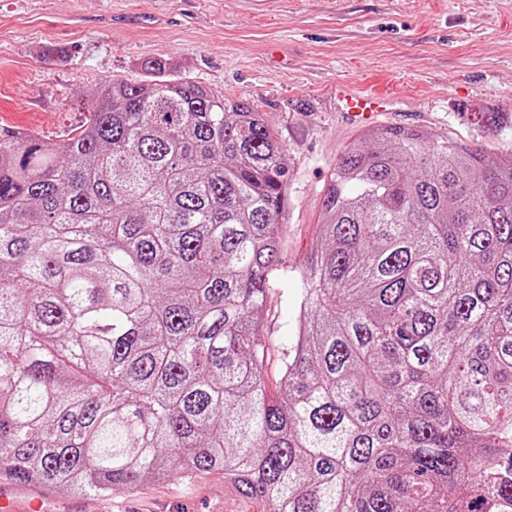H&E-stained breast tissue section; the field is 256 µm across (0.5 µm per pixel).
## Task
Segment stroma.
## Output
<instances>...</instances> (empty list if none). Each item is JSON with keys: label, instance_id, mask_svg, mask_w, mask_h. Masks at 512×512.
<instances>
[{"label": "stroma", "instance_id": "1", "mask_svg": "<svg viewBox=\"0 0 512 512\" xmlns=\"http://www.w3.org/2000/svg\"><path fill=\"white\" fill-rule=\"evenodd\" d=\"M263 112L290 170L281 264L262 325L265 382L296 336L299 273L320 237L323 189L361 127L338 109L347 84L387 105L376 126L418 129L512 153V130L470 125L467 108L512 113V0H0V130L50 143L78 125L102 82L140 81L143 60ZM71 512H263L219 472L111 495L65 496Z\"/></svg>", "mask_w": 512, "mask_h": 512}]
</instances>
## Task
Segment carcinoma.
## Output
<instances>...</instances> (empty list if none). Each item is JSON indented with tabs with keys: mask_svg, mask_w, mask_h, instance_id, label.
I'll list each match as a JSON object with an SVG mask.
<instances>
[{
	"mask_svg": "<svg viewBox=\"0 0 512 512\" xmlns=\"http://www.w3.org/2000/svg\"><path fill=\"white\" fill-rule=\"evenodd\" d=\"M0 131V475L96 496L222 472L269 512H512V154L367 130L323 194L270 398L289 182L263 114L176 76Z\"/></svg>",
	"mask_w": 512,
	"mask_h": 512,
	"instance_id": "carcinoma-1",
	"label": "carcinoma"
}]
</instances>
